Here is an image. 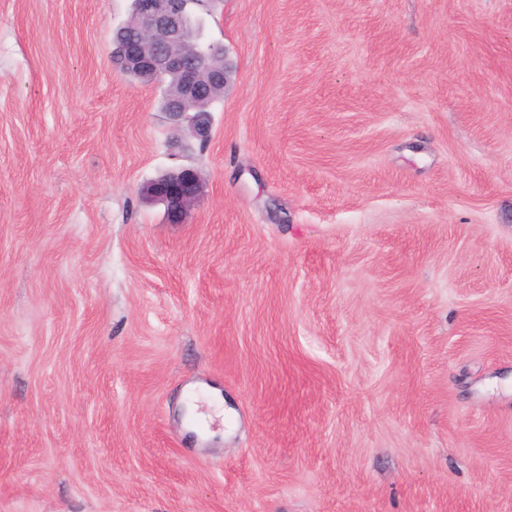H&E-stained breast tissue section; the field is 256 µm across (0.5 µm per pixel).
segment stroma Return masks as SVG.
I'll return each instance as SVG.
<instances>
[{"label": "stroma", "instance_id": "35a3bbf8", "mask_svg": "<svg viewBox=\"0 0 512 512\" xmlns=\"http://www.w3.org/2000/svg\"><path fill=\"white\" fill-rule=\"evenodd\" d=\"M129 4L0 0V512H512V0H212L203 147ZM204 192V182L194 168H181L146 182L141 189L145 201L162 204L167 220L181 223L197 205Z\"/></svg>", "mask_w": 512, "mask_h": 512}]
</instances>
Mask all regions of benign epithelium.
Segmentation results:
<instances>
[{
  "instance_id": "1",
  "label": "benign epithelium",
  "mask_w": 512,
  "mask_h": 512,
  "mask_svg": "<svg viewBox=\"0 0 512 512\" xmlns=\"http://www.w3.org/2000/svg\"><path fill=\"white\" fill-rule=\"evenodd\" d=\"M131 27L136 38L121 40L113 58L116 69L143 82L171 78L164 111L174 129L203 145L212 124L203 105L228 86V57L218 44H202L184 0H134ZM204 182L194 168H181L146 182L145 201L165 207L167 220L181 223L197 205Z\"/></svg>"
}]
</instances>
